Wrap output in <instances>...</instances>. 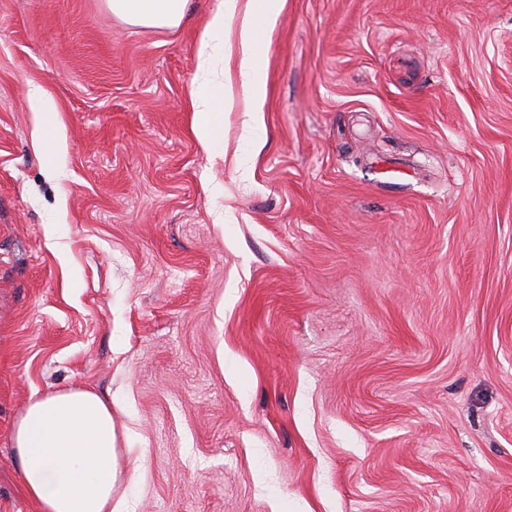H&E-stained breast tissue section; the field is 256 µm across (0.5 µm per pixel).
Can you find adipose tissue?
Instances as JSON below:
<instances>
[{
    "label": "adipose tissue",
    "mask_w": 512,
    "mask_h": 512,
    "mask_svg": "<svg viewBox=\"0 0 512 512\" xmlns=\"http://www.w3.org/2000/svg\"><path fill=\"white\" fill-rule=\"evenodd\" d=\"M190 0H106L115 17L136 26H179ZM285 0H216L198 49L192 103L196 133L210 142L224 126L232 87L246 103V128L259 125L266 99V54ZM14 446L26 492L41 512H119L121 476L112 407L91 390L32 398Z\"/></svg>",
    "instance_id": "adipose-tissue-1"
}]
</instances>
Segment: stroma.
Instances as JSON below:
<instances>
[{
  "mask_svg": "<svg viewBox=\"0 0 512 512\" xmlns=\"http://www.w3.org/2000/svg\"><path fill=\"white\" fill-rule=\"evenodd\" d=\"M215 2L0 0V512L68 389L125 512H512V0H287L256 151L195 132ZM190 0H106L115 17L136 26L178 27Z\"/></svg>",
  "mask_w": 512,
  "mask_h": 512,
  "instance_id": "35a3bbf8",
  "label": "stroma"
}]
</instances>
